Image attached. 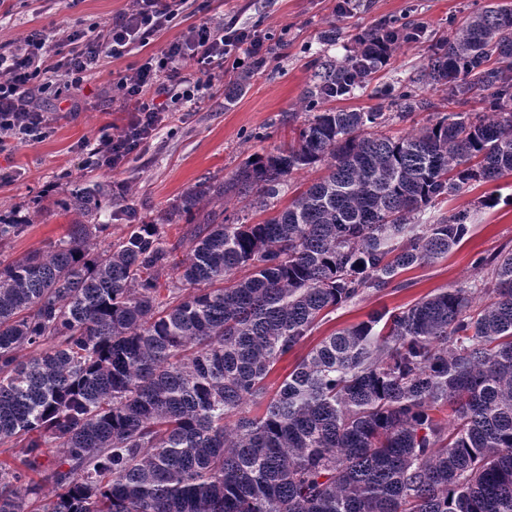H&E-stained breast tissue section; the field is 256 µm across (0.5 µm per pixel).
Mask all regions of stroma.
Masks as SVG:
<instances>
[{
	"mask_svg": "<svg viewBox=\"0 0 512 512\" xmlns=\"http://www.w3.org/2000/svg\"><path fill=\"white\" fill-rule=\"evenodd\" d=\"M490 0H188L171 26L147 46L105 61L84 92L78 113L54 111L52 99L40 98L52 113L53 130L43 142L18 145L0 154V213L30 218L20 236L0 244V259L13 261L45 249L64 237L71 215L55 207L71 182H123L126 193L105 204L103 220L111 239L130 225L154 222L169 243L186 238L188 224L168 213L199 182L231 179L246 159L272 152L293 140L305 120L301 102L326 61L336 63L357 54L358 38L384 28L415 27L416 41L392 51L364 89L325 100L324 108L389 113L383 132L401 136L419 131L452 111L442 90L421 82L434 43L448 35L463 16ZM128 0H0V43L16 42L34 31L60 26L101 35L104 25L126 9ZM235 20L257 29L267 54L255 62L242 54L224 59V71L200 104L167 100L170 119L152 138L130 154L115 172L79 170L81 145L98 138L108 126L125 124L128 114L113 97L118 78L144 64L189 25ZM335 40H327L330 28ZM250 78L244 89L235 82ZM427 105L399 118L401 94L410 78ZM43 216H35L36 207ZM470 211L469 231L461 243L434 261L402 272L399 287L371 291L329 314L312 334L277 363L268 377L277 387L322 338L366 320L373 310L405 307L438 290L474 286L491 276L483 257L512 251V175L492 183H475L439 200L434 216Z\"/></svg>",
	"mask_w": 512,
	"mask_h": 512,
	"instance_id": "obj_1",
	"label": "stroma"
}]
</instances>
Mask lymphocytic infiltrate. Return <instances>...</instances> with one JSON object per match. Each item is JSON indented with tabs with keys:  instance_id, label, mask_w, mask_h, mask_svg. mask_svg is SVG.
<instances>
[{
	"instance_id": "lymphocytic-infiltrate-1",
	"label": "lymphocytic infiltrate",
	"mask_w": 512,
	"mask_h": 512,
	"mask_svg": "<svg viewBox=\"0 0 512 512\" xmlns=\"http://www.w3.org/2000/svg\"><path fill=\"white\" fill-rule=\"evenodd\" d=\"M177 14L175 0H131L130 8L113 18L100 37L87 39L65 30L56 37L39 32L27 36L20 48L1 43L0 152L48 136L51 119L46 110L35 106L37 97L54 93L69 101L71 111H78L87 81L106 59L147 46ZM62 45L67 46V54H59ZM233 51L255 58L263 56L265 48L257 31L233 22L192 25L168 42L159 55L120 77L116 89L134 108L119 131L83 143L81 168L117 170L168 120L161 98L169 94L168 82L178 78L186 60L198 65L195 80L183 92L190 100L196 91L212 85L214 68L223 66L225 56Z\"/></svg>"
}]
</instances>
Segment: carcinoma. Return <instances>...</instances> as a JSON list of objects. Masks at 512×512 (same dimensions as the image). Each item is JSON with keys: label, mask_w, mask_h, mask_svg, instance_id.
<instances>
[{"label": "carcinoma", "mask_w": 512, "mask_h": 512, "mask_svg": "<svg viewBox=\"0 0 512 512\" xmlns=\"http://www.w3.org/2000/svg\"><path fill=\"white\" fill-rule=\"evenodd\" d=\"M411 41L360 38L317 75L294 142L187 191L183 258L154 223L100 240L112 193L95 183L57 201L80 216L64 238L0 261V444L25 448L0 460V512L40 495L28 472L50 439L63 459L47 512H512L511 252L493 258L479 309L472 289L448 288L375 310L268 395L275 365L326 315L463 240L469 211L428 208L512 173L511 6L464 17L425 68L460 105L494 89L487 112L387 137L368 132L382 112L316 111ZM318 164L327 174L263 222L200 214L226 193L265 208ZM25 228L0 215V242ZM445 405L449 421L433 416Z\"/></svg>", "instance_id": "obj_1"}]
</instances>
